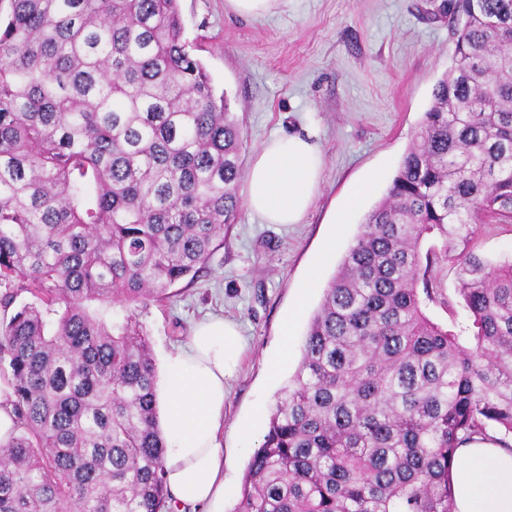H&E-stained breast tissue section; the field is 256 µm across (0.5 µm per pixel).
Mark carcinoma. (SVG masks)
Returning <instances> with one entry per match:
<instances>
[{
    "label": "carcinoma",
    "instance_id": "obj_1",
    "mask_svg": "<svg viewBox=\"0 0 512 512\" xmlns=\"http://www.w3.org/2000/svg\"><path fill=\"white\" fill-rule=\"evenodd\" d=\"M0 11V512H167L148 336L115 310L193 278L236 222L243 138L178 0ZM453 67L325 288L234 512H454L450 466L512 449V0H444ZM456 270L450 329L437 269ZM37 298L17 304L20 293ZM473 243L481 254L512 257V224H479Z\"/></svg>",
    "mask_w": 512,
    "mask_h": 512
}]
</instances>
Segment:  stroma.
<instances>
[{"mask_svg":"<svg viewBox=\"0 0 512 512\" xmlns=\"http://www.w3.org/2000/svg\"><path fill=\"white\" fill-rule=\"evenodd\" d=\"M442 3L278 0L269 12L241 16L226 0H179L184 37L239 121L243 167L282 134L310 137L323 158L300 223L268 224L241 207L198 279L135 311L158 363L202 320L221 316L241 329L244 351L224 401L223 512H233L267 411L297 369L292 363L276 380L267 377L296 288L311 283L302 335L337 270L315 261L345 195L376 171L366 209L384 197L451 66L455 36Z\"/></svg>","mask_w":512,"mask_h":512,"instance_id":"1","label":"stroma"}]
</instances>
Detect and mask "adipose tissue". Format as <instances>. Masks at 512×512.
Masks as SVG:
<instances>
[{
	"label": "adipose tissue",
	"mask_w": 512,
	"mask_h": 512,
	"mask_svg": "<svg viewBox=\"0 0 512 512\" xmlns=\"http://www.w3.org/2000/svg\"><path fill=\"white\" fill-rule=\"evenodd\" d=\"M321 155L299 135L275 136L257 152L247 176L248 208L268 224H296L317 191ZM371 173L356 184L334 222L320 258L332 260L336 243L378 181ZM243 339L222 318L199 323L185 347L169 354L156 386L159 426L168 444L166 486L178 512H206L224 495L225 381L231 377ZM455 512H512V451L476 441L457 452L452 472Z\"/></svg>",
	"instance_id": "1"
}]
</instances>
